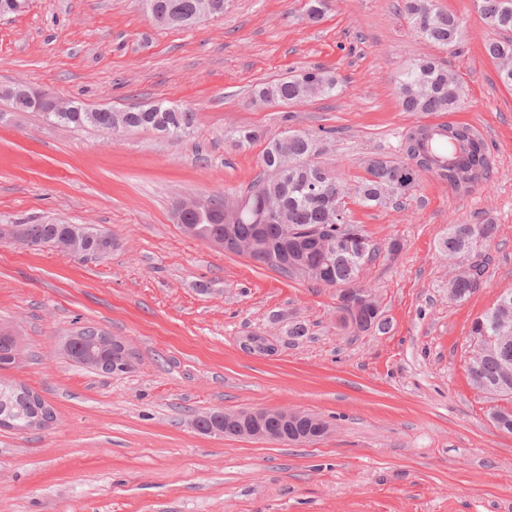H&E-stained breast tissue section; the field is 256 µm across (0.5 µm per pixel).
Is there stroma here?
I'll use <instances>...</instances> for the list:
<instances>
[{"mask_svg": "<svg viewBox=\"0 0 512 512\" xmlns=\"http://www.w3.org/2000/svg\"><path fill=\"white\" fill-rule=\"evenodd\" d=\"M458 15L456 53L416 37L403 0H334L310 22L305 0H226L224 16L172 30L140 0H30L0 19V87L22 82L91 108L159 101L196 119L181 138L147 129L112 136L46 123L0 100V325L22 338L0 378L54 409L37 431L0 428V512H512V435L495 402L469 383L472 319L512 289V89L484 44L495 33L473 0H436ZM443 60L467 90L449 122L476 127L491 166L468 194L431 176L402 203L352 206L380 245L360 280L375 289L385 332L341 326L336 288L290 279L187 235L179 197L246 191L267 141L316 134L321 158L348 181L364 159L399 158L405 132L435 118L402 111L394 81L410 59ZM336 75L328 97L251 105L255 85L306 70ZM255 130L249 147L228 139ZM493 217L487 273L464 302L439 242L452 224ZM17 224H78L112 249L73 257L17 242ZM302 323L307 333L292 337ZM94 327L124 337L130 371L106 374L63 354ZM258 332L272 352L246 353ZM317 415L307 444L207 434L197 417L257 409Z\"/></svg>", "mask_w": 512, "mask_h": 512, "instance_id": "35a3bbf8", "label": "stroma"}]
</instances>
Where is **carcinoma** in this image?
I'll use <instances>...</instances> for the list:
<instances>
[{
    "instance_id": "carcinoma-1",
    "label": "carcinoma",
    "mask_w": 512,
    "mask_h": 512,
    "mask_svg": "<svg viewBox=\"0 0 512 512\" xmlns=\"http://www.w3.org/2000/svg\"><path fill=\"white\" fill-rule=\"evenodd\" d=\"M153 11L172 19L170 28H186L205 15H224V0H152ZM477 11L486 25L500 38L484 45L486 55L499 66L501 81L512 86V0H475ZM405 11L415 34L452 53L462 41V20L435 4V0H405ZM337 79L319 69L257 86L254 97L275 103L298 104L318 96L336 92ZM397 100L404 112L444 115L461 110L466 89L435 58L416 59L396 80ZM0 96L10 101L16 112H34L36 108L25 97L9 88ZM68 112H44L42 117L67 127L86 125L103 127L112 123L120 131L131 128L151 129L171 138L185 134L195 121V112L179 105L163 102L132 112H96L76 101ZM402 158L372 157L365 162L367 176L349 186L328 167L315 160L317 143L313 135L291 127L271 140L261 156L262 171L244 196L247 203L240 208L223 206L211 200V207L184 213L186 224L196 225L195 237L201 240L223 239L231 243L224 250L250 258L287 278L300 276L298 266L320 272L316 282L342 290L363 287L360 273L381 254L370 237H365L363 253L330 252L319 242L322 236L331 242L343 233V226L353 225L346 199L354 198L364 208H383L403 198L422 176H433L448 182L457 193L490 177L485 143L481 133L469 124H421L409 129L400 144ZM71 224H26L24 231L32 243L52 236L71 233ZM498 225L486 218L479 224H450L440 241L448 260L469 263L470 271L448 281V299L468 300L481 287L478 277L484 275L474 261L482 243L496 238ZM112 248L111 238L104 234L86 237L80 249L94 256ZM371 303L341 316L344 324L357 331L382 329V313ZM471 336H493L496 346L491 352L471 359L467 369L472 386L479 391L495 390L512 403V295L497 299L492 308L476 317L469 329ZM197 428L206 433H224V412L214 411L200 418ZM329 430L323 419L308 417L291 426L300 435H319Z\"/></svg>"
}]
</instances>
